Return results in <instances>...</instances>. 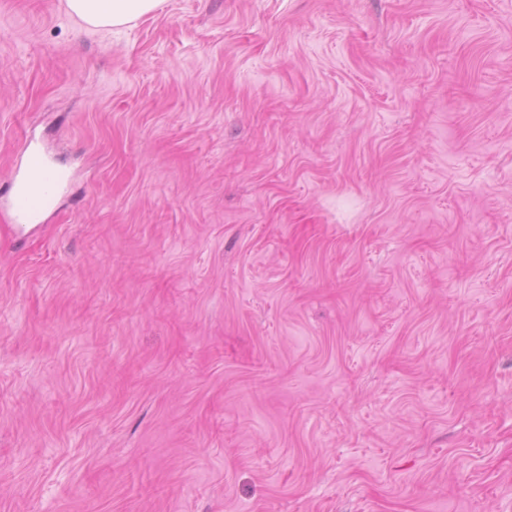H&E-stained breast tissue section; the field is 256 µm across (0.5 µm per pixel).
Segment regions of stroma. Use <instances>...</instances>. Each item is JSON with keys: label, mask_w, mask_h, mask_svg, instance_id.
I'll return each mask as SVG.
<instances>
[{"label": "stroma", "mask_w": 512, "mask_h": 512, "mask_svg": "<svg viewBox=\"0 0 512 512\" xmlns=\"http://www.w3.org/2000/svg\"><path fill=\"white\" fill-rule=\"evenodd\" d=\"M0 512H512V0H0ZM165 0H67L69 13L94 28H120L160 9ZM24 151V168L12 174L10 187L13 222L19 226L38 222L54 206L56 191L66 179L31 138L26 139Z\"/></svg>", "instance_id": "obj_1"}]
</instances>
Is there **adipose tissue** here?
<instances>
[{
  "instance_id": "adipose-tissue-1",
  "label": "adipose tissue",
  "mask_w": 512,
  "mask_h": 512,
  "mask_svg": "<svg viewBox=\"0 0 512 512\" xmlns=\"http://www.w3.org/2000/svg\"><path fill=\"white\" fill-rule=\"evenodd\" d=\"M165 0H66L69 13L94 28H120L160 9Z\"/></svg>"
}]
</instances>
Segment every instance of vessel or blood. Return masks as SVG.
Returning <instances> with one entry per match:
<instances>
[{
    "mask_svg": "<svg viewBox=\"0 0 512 512\" xmlns=\"http://www.w3.org/2000/svg\"><path fill=\"white\" fill-rule=\"evenodd\" d=\"M26 162L11 176V207L15 224L38 222L56 201V192L66 176L57 171L51 160L33 142H26Z\"/></svg>",
    "mask_w": 512,
    "mask_h": 512,
    "instance_id": "1",
    "label": "vessel or blood"
}]
</instances>
